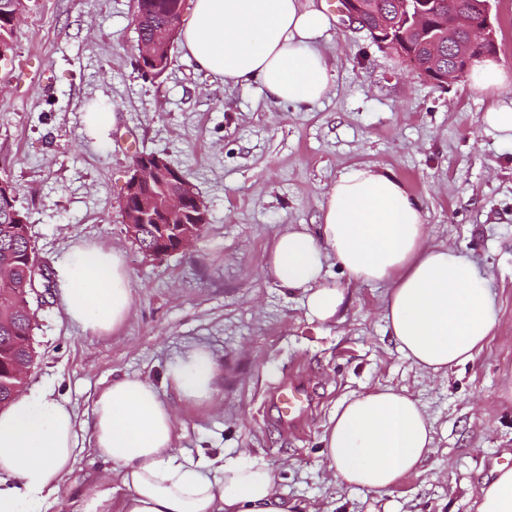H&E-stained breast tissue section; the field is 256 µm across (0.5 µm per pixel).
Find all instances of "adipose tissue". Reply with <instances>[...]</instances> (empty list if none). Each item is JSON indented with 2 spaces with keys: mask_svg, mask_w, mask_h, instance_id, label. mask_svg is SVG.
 Masks as SVG:
<instances>
[{
  "mask_svg": "<svg viewBox=\"0 0 512 512\" xmlns=\"http://www.w3.org/2000/svg\"><path fill=\"white\" fill-rule=\"evenodd\" d=\"M330 27L314 0H194L180 45L224 82H259L275 104H312L336 77L317 47ZM332 260L351 282L388 285L387 327L422 372L472 361L495 327L486 278L455 248L431 244L420 203L390 171L366 164L341 173L324 194L316 230L280 233L263 270L302 291L308 318L324 325L344 301L343 288L328 280ZM56 273L64 312L84 330L100 335L124 324L133 297L119 252L77 247ZM220 371L213 354L195 346L168 366L165 382L182 405L211 408ZM82 429L125 490L115 512H291L274 471L248 450L219 464L184 457L173 408L152 382L128 376L97 394L83 423L39 389L0 408V512H38L69 472ZM323 442L335 479L381 492L426 462L433 426L416 399L379 386L345 400ZM478 498L477 512H512V468H498Z\"/></svg>",
  "mask_w": 512,
  "mask_h": 512,
  "instance_id": "ef3b65f1",
  "label": "adipose tissue"
}]
</instances>
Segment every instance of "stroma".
<instances>
[{
  "mask_svg": "<svg viewBox=\"0 0 512 512\" xmlns=\"http://www.w3.org/2000/svg\"><path fill=\"white\" fill-rule=\"evenodd\" d=\"M133 13V0H27L14 55L0 62V173L17 188L39 258L52 271L77 246L117 250L133 290L127 320L103 336L67 318L58 283L31 296L28 388L83 421L112 379H148L173 406L187 455L249 449L302 512H476L480 488L512 463V142L483 124L489 108L512 104V83L433 84L336 11L319 42L334 85L318 103L274 105L259 83L205 74L177 44L163 76L142 73ZM101 104L115 121L93 138L84 116ZM138 152L165 155L208 207L186 251L153 259L124 233L119 201ZM356 164L391 170L421 203L433 242L487 278L496 324L465 366L433 376L403 357L383 317L387 285L351 283L330 264L346 300L319 325L300 293L265 276L275 237L318 224L324 192ZM193 346L222 365L221 409L184 407L164 384L167 365ZM297 377L313 405L289 424L273 393ZM379 385L424 406L434 442L422 468L377 493L335 482L320 450L339 405ZM79 446L43 512H81L86 492L122 496L88 434Z\"/></svg>",
  "mask_w": 512,
  "mask_h": 512,
  "instance_id": "stroma-1",
  "label": "stroma"
}]
</instances>
